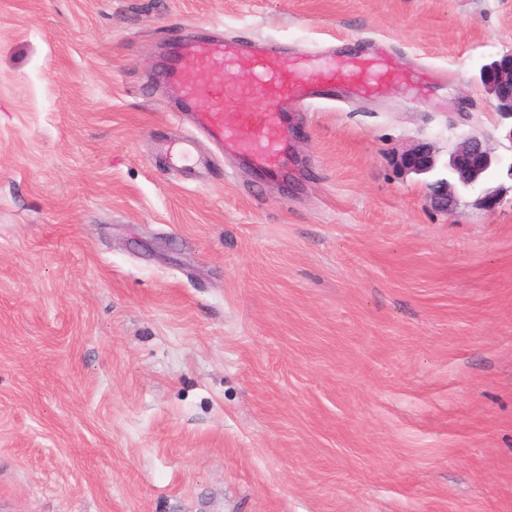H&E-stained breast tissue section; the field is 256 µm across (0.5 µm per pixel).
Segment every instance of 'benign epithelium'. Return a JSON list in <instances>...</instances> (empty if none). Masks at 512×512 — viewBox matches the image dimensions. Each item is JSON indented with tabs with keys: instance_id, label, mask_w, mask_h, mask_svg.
Masks as SVG:
<instances>
[{
	"instance_id": "7a95c632",
	"label": "benign epithelium",
	"mask_w": 512,
	"mask_h": 512,
	"mask_svg": "<svg viewBox=\"0 0 512 512\" xmlns=\"http://www.w3.org/2000/svg\"><path fill=\"white\" fill-rule=\"evenodd\" d=\"M479 81L485 93L495 101L499 116L512 120V52L482 65ZM398 168L406 174L422 175L436 167V157L426 143H417L397 159ZM450 178L431 184V204L444 214L453 210L458 189L484 184L489 171L504 170L512 178V161L493 154L485 141L471 135L460 139L448 154L446 164Z\"/></svg>"
}]
</instances>
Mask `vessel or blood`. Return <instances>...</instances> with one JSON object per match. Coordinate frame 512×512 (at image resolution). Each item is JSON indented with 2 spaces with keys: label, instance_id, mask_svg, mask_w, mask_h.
I'll use <instances>...</instances> for the list:
<instances>
[{
  "label": "vessel or blood",
  "instance_id": "obj_1",
  "mask_svg": "<svg viewBox=\"0 0 512 512\" xmlns=\"http://www.w3.org/2000/svg\"><path fill=\"white\" fill-rule=\"evenodd\" d=\"M230 74L240 76V83L229 85ZM391 75L389 67L363 61L289 69L267 43L224 37L180 42L170 72L171 80L183 84L181 108L190 113L194 126L218 149L271 178L280 177L288 165V114L294 107L334 99L343 85L357 91ZM247 84L262 89L263 109L239 106Z\"/></svg>",
  "mask_w": 512,
  "mask_h": 512
}]
</instances>
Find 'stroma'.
<instances>
[{"instance_id": "obj_1", "label": "stroma", "mask_w": 512, "mask_h": 512, "mask_svg": "<svg viewBox=\"0 0 512 512\" xmlns=\"http://www.w3.org/2000/svg\"><path fill=\"white\" fill-rule=\"evenodd\" d=\"M190 32L398 77L294 113L280 183L174 117ZM509 52L512 0H0V512H512V178L429 200L512 154ZM479 81L485 93L495 101L499 116L512 122V52L482 65ZM450 179L441 178L431 184V204L439 212L448 214L456 204L459 188L475 187L488 180L487 173L506 169L512 178V155L510 162L494 155L485 141L471 135L460 139L448 154L446 164ZM436 157L427 143H417L397 159L398 168L406 174L422 175L436 167Z\"/></svg>"}]
</instances>
